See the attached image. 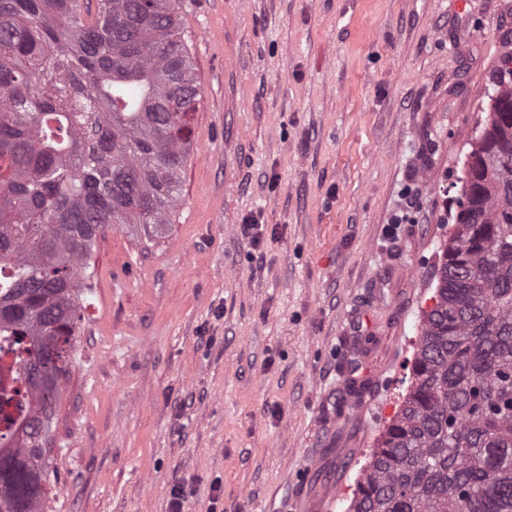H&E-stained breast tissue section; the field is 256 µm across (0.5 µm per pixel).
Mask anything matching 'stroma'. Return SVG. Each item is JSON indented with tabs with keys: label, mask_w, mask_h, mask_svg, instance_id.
Listing matches in <instances>:
<instances>
[{
	"label": "stroma",
	"mask_w": 512,
	"mask_h": 512,
	"mask_svg": "<svg viewBox=\"0 0 512 512\" xmlns=\"http://www.w3.org/2000/svg\"><path fill=\"white\" fill-rule=\"evenodd\" d=\"M178 8L200 88L182 200L155 245L97 241L45 512H169L180 486L183 512H345L410 386L512 0Z\"/></svg>",
	"instance_id": "1"
}]
</instances>
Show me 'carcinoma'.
Masks as SVG:
<instances>
[{
  "label": "carcinoma",
  "mask_w": 512,
  "mask_h": 512,
  "mask_svg": "<svg viewBox=\"0 0 512 512\" xmlns=\"http://www.w3.org/2000/svg\"><path fill=\"white\" fill-rule=\"evenodd\" d=\"M0 0V512H44V442L91 258L156 243L200 90L177 0ZM411 387L347 512H512V77L469 153Z\"/></svg>",
  "instance_id": "cac0c4a2"
}]
</instances>
